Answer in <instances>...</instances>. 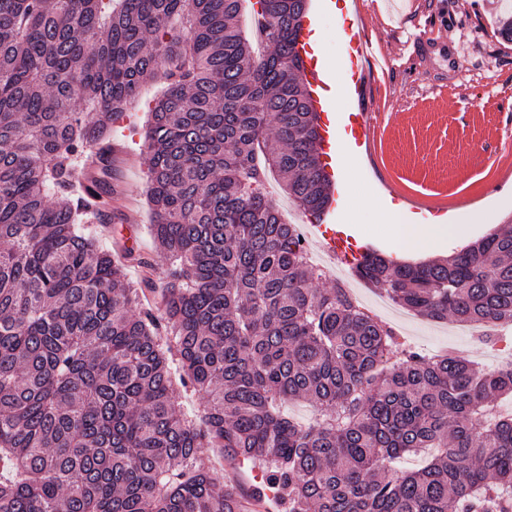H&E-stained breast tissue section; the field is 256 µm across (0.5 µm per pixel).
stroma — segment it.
I'll return each mask as SVG.
<instances>
[{"instance_id": "35a3bbf8", "label": "stroma", "mask_w": 512, "mask_h": 512, "mask_svg": "<svg viewBox=\"0 0 512 512\" xmlns=\"http://www.w3.org/2000/svg\"><path fill=\"white\" fill-rule=\"evenodd\" d=\"M347 2L336 0L335 11L319 24L322 57L336 85L347 78L341 38L351 17ZM509 11L512 0H375L368 5L366 31L396 63L384 77L365 82L360 97L340 102L345 112L385 113L371 152L335 181L343 199L337 227L355 233L357 245L399 252L384 230L380 205L385 200L403 208L420 197L446 214L455 199L468 197L482 214L472 226L474 239L512 224V184L498 183L512 166V42L497 32L498 16ZM419 28L427 32L425 43L408 47L409 36ZM160 92L159 83H143L114 125L116 178L126 219L98 229L105 248L132 247L144 256L158 287L167 264L150 235L143 139ZM396 330L407 345L428 353L457 354L485 370L500 364L495 344L482 341L475 325L417 316Z\"/></svg>"}]
</instances>
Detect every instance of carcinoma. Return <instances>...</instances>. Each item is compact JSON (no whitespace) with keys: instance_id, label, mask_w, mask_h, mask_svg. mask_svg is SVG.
<instances>
[{"instance_id":"cac0c4a2","label":"carcinoma","mask_w":512,"mask_h":512,"mask_svg":"<svg viewBox=\"0 0 512 512\" xmlns=\"http://www.w3.org/2000/svg\"><path fill=\"white\" fill-rule=\"evenodd\" d=\"M242 2L0 0V512H512V418L492 412L512 365L396 341L319 287L264 194L273 169L314 218L331 180L295 51L307 0H256L262 55ZM147 78L165 87L145 143L168 262L150 310L86 228L123 216L112 127ZM356 273L419 316L512 329V227L445 260L369 251ZM205 447L259 481L218 485Z\"/></svg>"}]
</instances>
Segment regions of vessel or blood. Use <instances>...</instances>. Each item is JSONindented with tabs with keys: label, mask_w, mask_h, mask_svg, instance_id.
<instances>
[{
	"label": "vessel or blood",
	"mask_w": 512,
	"mask_h": 512,
	"mask_svg": "<svg viewBox=\"0 0 512 512\" xmlns=\"http://www.w3.org/2000/svg\"><path fill=\"white\" fill-rule=\"evenodd\" d=\"M316 32L315 17L305 18L299 32L295 49L299 54L305 71V80L309 89L310 102L316 111L328 106L327 92L335 90L337 95L352 98L360 95L368 66L378 65V49L374 41L360 28L349 27L344 31L347 55L346 66L349 72L347 84L330 88L329 76L319 62L314 49ZM344 121L351 131V146L355 149L370 147L377 126L382 121L378 112H359L345 115ZM322 159L328 172H335L341 165V154L336 143V134L329 125H322ZM338 220L335 206H328L320 215L315 227L321 235V245L325 252L335 259L352 260L357 250L351 249L348 238L336 233L334 226Z\"/></svg>",
	"instance_id": "b4317fda"
}]
</instances>
